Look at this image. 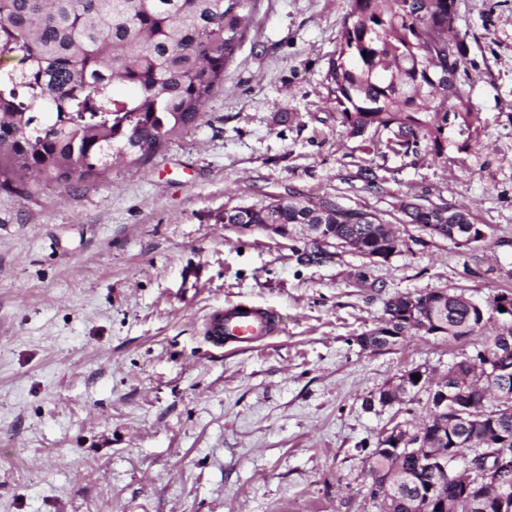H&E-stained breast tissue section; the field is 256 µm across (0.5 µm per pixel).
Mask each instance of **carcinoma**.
<instances>
[{
  "label": "carcinoma",
  "mask_w": 512,
  "mask_h": 512,
  "mask_svg": "<svg viewBox=\"0 0 512 512\" xmlns=\"http://www.w3.org/2000/svg\"><path fill=\"white\" fill-rule=\"evenodd\" d=\"M256 0H0V152L9 148L14 174L26 172L59 184H81L101 178L113 155L136 160L154 156L177 128L196 124L205 103L224 84L247 31ZM457 0H352V10L337 35L327 78L336 109L353 137L362 130L401 135L387 149L396 155L417 153L430 143L441 154V139L453 118L464 124L477 115L463 103L456 75L466 63V35L455 26ZM436 77L448 74L450 86L428 105L433 85L417 79V71ZM355 178L377 191L386 179L370 167ZM404 223L435 225V235L468 247L475 224L471 211L457 208L461 219L448 223L446 203L428 205L402 198ZM358 209L323 196L296 193L257 206L224 210L226 224H321L336 240L357 239L366 252L399 245L383 216L360 223ZM416 315L404 316L408 304L400 296L385 303L391 340L375 331L365 335L375 349L397 344L408 329L450 341L475 340L476 357L464 355L442 376L448 386L466 390V403L476 418L448 424V415L428 413L420 426L405 420L418 448L453 449L463 458L484 448L512 459V406L496 399L497 381L483 378L484 365L500 370L512 386V350L498 345V335H483L485 309H477L464 292L431 291L410 295ZM411 473L422 489L431 475L417 472L415 459L369 453L370 496L389 475ZM419 492L399 485L395 512H416ZM438 498L448 512H498V489L469 502L459 501L458 487L448 485Z\"/></svg>",
  "instance_id": "1"
}]
</instances>
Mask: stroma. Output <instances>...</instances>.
Listing matches in <instances>:
<instances>
[{
  "label": "stroma",
  "instance_id": "35a3bbf8",
  "mask_svg": "<svg viewBox=\"0 0 512 512\" xmlns=\"http://www.w3.org/2000/svg\"><path fill=\"white\" fill-rule=\"evenodd\" d=\"M351 4L256 0L223 87L149 160L114 157L89 184L0 183V512H382L367 455L426 409L372 396L474 348L359 336L398 294L512 289V0H458L457 87L478 119L449 121L442 154L408 156L351 137L332 100ZM367 166L384 192L356 180ZM295 192L385 217L404 196L445 201L486 237L459 247L402 224L387 260L336 248L304 264L299 234L224 221ZM230 302L273 311L276 333L212 344L205 322Z\"/></svg>",
  "mask_w": 512,
  "mask_h": 512
}]
</instances>
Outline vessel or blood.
I'll use <instances>...</instances> for the list:
<instances>
[{"label":"vessel or blood","mask_w":512,"mask_h":512,"mask_svg":"<svg viewBox=\"0 0 512 512\" xmlns=\"http://www.w3.org/2000/svg\"><path fill=\"white\" fill-rule=\"evenodd\" d=\"M275 330V318L266 309L250 304L240 307L230 304L214 312L206 322L205 333L218 346L234 344L242 349L270 336Z\"/></svg>","instance_id":"1"}]
</instances>
